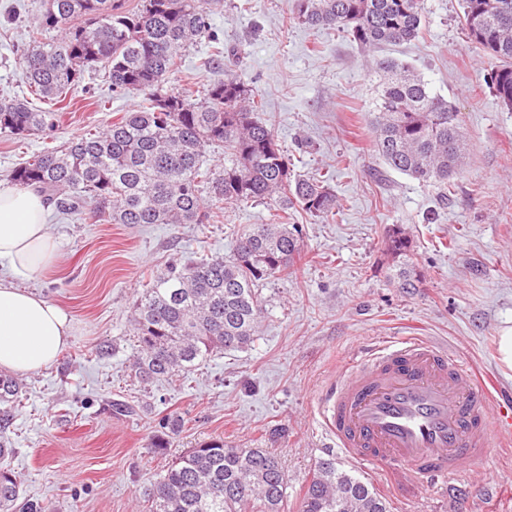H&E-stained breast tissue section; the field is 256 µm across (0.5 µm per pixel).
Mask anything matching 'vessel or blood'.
<instances>
[{"mask_svg": "<svg viewBox=\"0 0 512 512\" xmlns=\"http://www.w3.org/2000/svg\"><path fill=\"white\" fill-rule=\"evenodd\" d=\"M319 415L351 463L401 468L434 488L482 465L512 433V396L492 397L446 346L407 336L348 359Z\"/></svg>", "mask_w": 512, "mask_h": 512, "instance_id": "b4317fda", "label": "vessel or blood"}]
</instances>
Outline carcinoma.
I'll return each mask as SVG.
<instances>
[{"label":"carcinoma","mask_w":512,"mask_h":512,"mask_svg":"<svg viewBox=\"0 0 512 512\" xmlns=\"http://www.w3.org/2000/svg\"><path fill=\"white\" fill-rule=\"evenodd\" d=\"M42 0L27 31L22 78L35 99L0 101V135L55 133L84 74L104 67L112 92H141L135 109L105 128L36 155L9 175L19 189H34L64 214L113 224H203L214 207L265 200L275 222L254 224L228 259L173 263L152 278L132 316L143 381L191 370L214 353L248 348L258 336L259 282L288 272L301 258L297 216L336 215L329 178L291 179L288 157L271 128L256 119L262 108L244 83L226 79L203 97L186 88L163 90L190 45L206 40L224 54L209 22L220 0ZM463 29L477 51L500 64L486 83L512 110V0H462ZM295 19L313 29L349 32L368 49L410 43L422 31L419 0H297ZM379 77L373 146L384 166L448 185L463 163L458 113L432 94L411 66L392 58L373 61ZM224 147V169L203 165L206 147ZM209 190V198L202 189ZM387 251L405 256L410 239L389 232ZM21 387L0 374V512L17 499L7 468L14 453L8 431ZM288 475L264 448H238L221 439L179 456L151 484L149 512H281ZM300 512H388L385 499L356 475L318 462Z\"/></svg>","instance_id":"cac0c4a2"}]
</instances>
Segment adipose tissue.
Segmentation results:
<instances>
[{
  "instance_id": "adipose-tissue-1",
  "label": "adipose tissue",
  "mask_w": 512,
  "mask_h": 512,
  "mask_svg": "<svg viewBox=\"0 0 512 512\" xmlns=\"http://www.w3.org/2000/svg\"><path fill=\"white\" fill-rule=\"evenodd\" d=\"M48 209L34 190L0 189V370L48 368L71 337L66 312L24 287L57 257Z\"/></svg>"
}]
</instances>
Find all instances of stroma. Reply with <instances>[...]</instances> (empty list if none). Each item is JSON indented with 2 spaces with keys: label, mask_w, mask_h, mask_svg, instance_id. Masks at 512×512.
<instances>
[{
  "label": "stroma",
  "mask_w": 512,
  "mask_h": 512,
  "mask_svg": "<svg viewBox=\"0 0 512 512\" xmlns=\"http://www.w3.org/2000/svg\"><path fill=\"white\" fill-rule=\"evenodd\" d=\"M41 3L0 0V100L28 93L21 63ZM294 6L221 0L210 23L238 60L211 59L208 41L194 43L164 86L200 91L225 78L243 82L261 99L257 117L288 154L292 177L331 176L335 216H299L301 258L259 284L260 333L248 349L144 382L132 367L131 316L150 277L175 260L231 256L237 233L272 223L273 207L226 205L207 224H109L51 212L58 255L27 287L68 314L72 336L54 366L20 377L8 464L21 501L48 503L52 512H148L145 491L172 461L221 437L282 460L284 512H298L320 459L329 457L369 482L389 512H512V437L494 442L465 481H449L455 497L448 501L408 474L334 456L317 409L350 355L404 336L447 343L480 378L512 391L495 355L498 329L512 322V112L486 83L496 61L468 43L461 0H423L419 38L378 51L415 67L459 114L467 150L444 191L385 169L372 143L378 88L369 51L345 33L299 23ZM141 101L113 94L104 70L87 71L53 137L0 135V188L20 163ZM397 226L411 240L400 259L385 246ZM405 269L417 274L418 287H401ZM106 345L112 353L100 355ZM170 414L182 427L166 450H155L159 422Z\"/></svg>",
  "instance_id": "obj_1"
}]
</instances>
